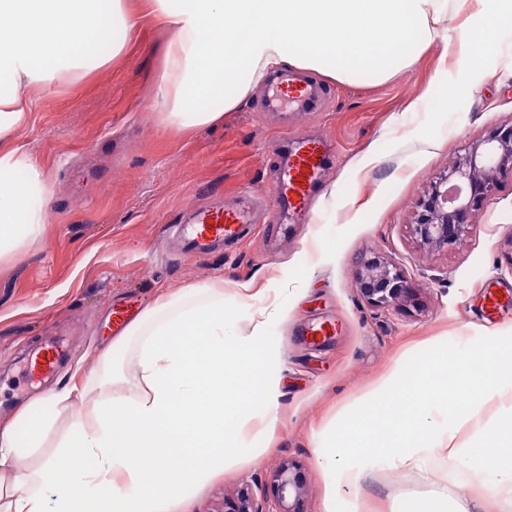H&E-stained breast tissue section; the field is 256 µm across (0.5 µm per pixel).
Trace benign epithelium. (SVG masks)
<instances>
[{
	"mask_svg": "<svg viewBox=\"0 0 512 512\" xmlns=\"http://www.w3.org/2000/svg\"><path fill=\"white\" fill-rule=\"evenodd\" d=\"M512 177V126L490 129L479 141L464 148L446 170L435 177L416 203L413 234L430 251L454 247L474 226L476 211ZM358 290L371 306L389 308L408 297L404 271L379 253L364 258ZM303 475L293 465H283L272 480L273 497L283 512H304ZM224 512H259L246 493L224 501Z\"/></svg>",
	"mask_w": 512,
	"mask_h": 512,
	"instance_id": "obj_1",
	"label": "benign epithelium"
}]
</instances>
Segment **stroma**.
<instances>
[{
	"label": "stroma",
	"mask_w": 512,
	"mask_h": 512,
	"mask_svg": "<svg viewBox=\"0 0 512 512\" xmlns=\"http://www.w3.org/2000/svg\"><path fill=\"white\" fill-rule=\"evenodd\" d=\"M123 52L85 76L70 73L53 90L32 88L30 122L15 141L42 162L55 195L43 236L0 259V392L10 407L0 419L63 386L71 374L98 370L96 354L111 345L113 307L144 311L187 285L223 283L224 309L239 332L253 323L244 284L261 288L287 278L279 298L287 315L268 330L279 361V424L270 445L248 435L235 462L172 512H224L225 500L249 491L256 506L273 504L271 481L283 463L303 473L305 512H325L328 476L323 450L340 416L356 412L362 393L393 369H410L434 353L461 358L476 340L512 336V180H504L452 250L424 251L411 233L418 199L468 144L493 127L512 125V48L489 63L490 76L471 96L455 98L435 82L436 51L413 69L377 83L304 78L326 91L322 108H262L256 88L221 124L178 133L151 110L162 74L165 30L134 37L115 32ZM327 141L335 156L304 212L281 226L270 195L286 142ZM220 192L234 205L252 195L264 215L246 240L205 255L176 252L191 210ZM378 252L401 267L416 305L378 309L357 287L362 256ZM500 307L489 317L488 296ZM331 321L320 341L308 325ZM65 336L57 375L38 388L18 385L23 358ZM365 469L360 490L335 496V512H402L413 497L447 489L449 504L496 512L489 494L464 484V461L432 456L423 468L349 455Z\"/></svg>",
	"instance_id": "1"
}]
</instances>
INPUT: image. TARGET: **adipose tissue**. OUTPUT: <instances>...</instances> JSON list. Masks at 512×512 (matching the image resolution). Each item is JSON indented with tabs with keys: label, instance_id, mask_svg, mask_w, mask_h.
<instances>
[{
	"label": "adipose tissue",
	"instance_id": "obj_1",
	"mask_svg": "<svg viewBox=\"0 0 512 512\" xmlns=\"http://www.w3.org/2000/svg\"><path fill=\"white\" fill-rule=\"evenodd\" d=\"M479 2L457 28L460 0H143L137 9L122 0H0V258L41 237L53 198L42 162L13 142L30 117V89L57 87L84 60L118 56L115 27L169 28L155 108L165 126L184 130L221 122L284 64L347 82L383 80L435 46L456 61L449 94H471L512 36V0ZM214 99L223 110L205 108ZM18 225L24 238L14 235ZM280 312L261 309L251 333L239 334L228 327L223 289L210 284L147 308L99 353L96 376L52 393L58 406L90 385L100 393L92 416L77 419L52 455L41 450L54 413L28 406L0 425V512H169L239 455L238 418L259 407L265 431L275 429L279 389L267 374L275 357L266 328ZM135 338L137 390L124 395L112 354ZM477 385V400L452 407L441 399ZM363 402L337 420V443L326 450L332 489L362 484L344 455L406 468L424 449L463 456L471 482L498 499L499 512H512V342L392 372ZM461 429L491 432L494 444L457 445ZM23 457L37 464L21 473Z\"/></svg>",
	"mask_w": 512,
	"mask_h": 512
}]
</instances>
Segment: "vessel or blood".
<instances>
[{"label":"vessel or blood","instance_id":"obj_1","mask_svg":"<svg viewBox=\"0 0 512 512\" xmlns=\"http://www.w3.org/2000/svg\"><path fill=\"white\" fill-rule=\"evenodd\" d=\"M324 92L317 84L288 73L277 76L264 108L270 112L285 109L291 104L318 105ZM329 149L320 140H303L294 144L286 156L285 165L273 196L289 212H302L305 203L314 195L325 169ZM253 202L226 206L216 202L196 210L191 223L184 225L182 248L188 255H203L226 242L242 241L255 222ZM65 351L57 344L46 345L24 363L29 381L37 383L53 375Z\"/></svg>","mask_w":512,"mask_h":512}]
</instances>
